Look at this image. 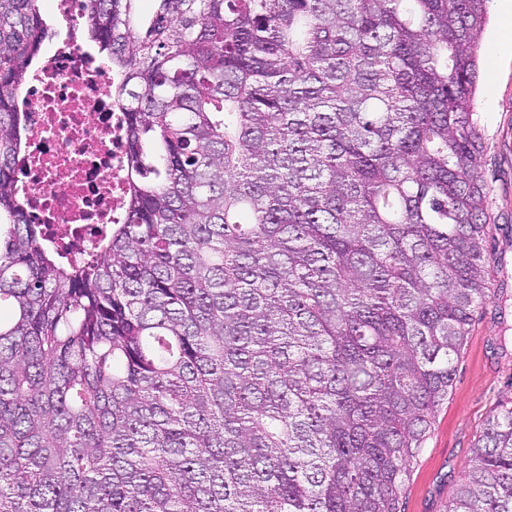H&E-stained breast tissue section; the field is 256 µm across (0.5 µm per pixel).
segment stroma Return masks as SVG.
Listing matches in <instances>:
<instances>
[{"instance_id":"35a3bbf8","label":"stroma","mask_w":512,"mask_h":512,"mask_svg":"<svg viewBox=\"0 0 512 512\" xmlns=\"http://www.w3.org/2000/svg\"><path fill=\"white\" fill-rule=\"evenodd\" d=\"M487 11L473 120L482 133V176L489 188L485 249L492 290L475 314L448 400L402 490L400 512H443L489 415L512 400V54L495 51L507 28L497 0H489Z\"/></svg>"}]
</instances>
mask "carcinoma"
<instances>
[{
	"label": "carcinoma",
	"instance_id": "cac0c4a2",
	"mask_svg": "<svg viewBox=\"0 0 512 512\" xmlns=\"http://www.w3.org/2000/svg\"><path fill=\"white\" fill-rule=\"evenodd\" d=\"M85 2L128 182L73 263L14 190L44 0H0V512H399L491 288L488 0ZM445 512H512V401Z\"/></svg>",
	"mask_w": 512,
	"mask_h": 512
}]
</instances>
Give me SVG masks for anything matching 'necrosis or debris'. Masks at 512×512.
Wrapping results in <instances>:
<instances>
[{"mask_svg":"<svg viewBox=\"0 0 512 512\" xmlns=\"http://www.w3.org/2000/svg\"><path fill=\"white\" fill-rule=\"evenodd\" d=\"M115 77L84 50L77 30L50 47L14 104L27 119L29 149L16 171L30 223L64 257H95L120 223L127 190L123 113Z\"/></svg>","mask_w":512,"mask_h":512,"instance_id":"obj_1","label":"necrosis or debris"}]
</instances>
